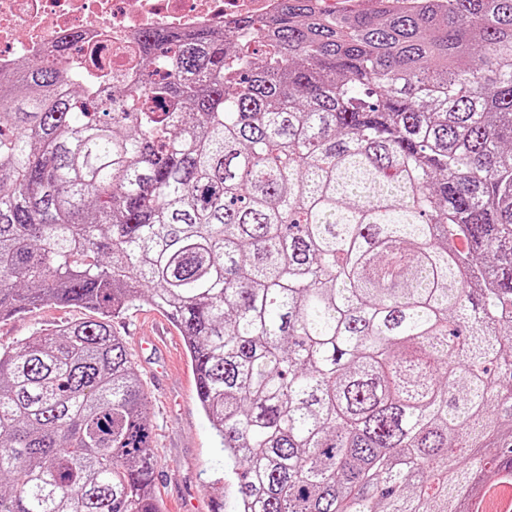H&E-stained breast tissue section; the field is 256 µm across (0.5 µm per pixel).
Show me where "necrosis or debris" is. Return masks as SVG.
Returning <instances> with one entry per match:
<instances>
[{
	"instance_id": "4bbe7bcc",
	"label": "necrosis or debris",
	"mask_w": 512,
	"mask_h": 512,
	"mask_svg": "<svg viewBox=\"0 0 512 512\" xmlns=\"http://www.w3.org/2000/svg\"><path fill=\"white\" fill-rule=\"evenodd\" d=\"M280 0H0V72L35 57L52 60L62 40L78 33L65 75L80 74L108 89L113 78L132 81L145 30L222 31L241 16L265 20Z\"/></svg>"
}]
</instances>
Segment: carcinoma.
I'll return each mask as SVG.
<instances>
[{
  "mask_svg": "<svg viewBox=\"0 0 512 512\" xmlns=\"http://www.w3.org/2000/svg\"><path fill=\"white\" fill-rule=\"evenodd\" d=\"M311 3L144 32L110 91L0 81V318L100 314L0 350V512H160L140 304L238 512H465L512 473V0Z\"/></svg>",
  "mask_w": 512,
  "mask_h": 512,
  "instance_id": "1",
  "label": "carcinoma"
}]
</instances>
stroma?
<instances>
[{"label": "stroma", "mask_w": 512, "mask_h": 512, "mask_svg": "<svg viewBox=\"0 0 512 512\" xmlns=\"http://www.w3.org/2000/svg\"><path fill=\"white\" fill-rule=\"evenodd\" d=\"M92 311L75 305L45 303L0 319V347L12 348L37 332H49L71 323L91 319ZM166 315L155 307L129 308L112 320L113 331L121 336L128 351L134 352L139 373L159 369L155 379L143 382L149 396L148 418L154 432L155 476L163 512H181L185 499L206 503L210 485L223 479L224 512H236L234 477L224 461V450L213 435L195 391L190 360L176 327L168 329L162 346L163 359L150 351H137V339L154 334Z\"/></svg>", "instance_id": "obj_1"}]
</instances>
